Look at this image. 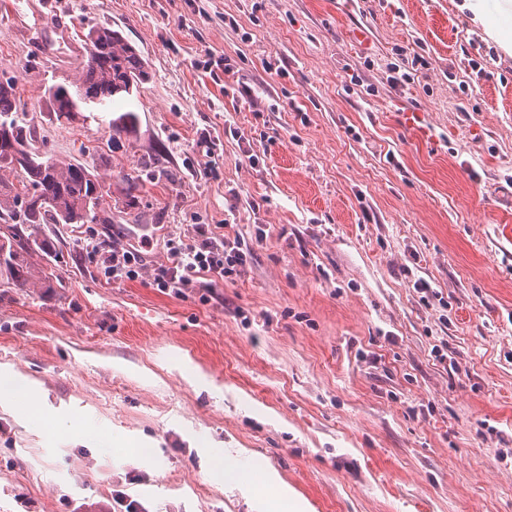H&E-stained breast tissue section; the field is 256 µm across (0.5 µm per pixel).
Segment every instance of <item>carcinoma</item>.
Segmentation results:
<instances>
[{
	"mask_svg": "<svg viewBox=\"0 0 512 512\" xmlns=\"http://www.w3.org/2000/svg\"><path fill=\"white\" fill-rule=\"evenodd\" d=\"M87 50L81 70L69 82L82 95L67 101L60 93L45 89V96L57 120H72L85 110L108 108L128 101L148 74L141 53L118 30L94 26L88 30ZM16 130L14 139L29 143L30 157L17 165L11 147L0 143V171L13 180L0 178V227L9 234L0 238V284L9 288L57 287V276L48 262L35 264L32 256L52 255V243L46 238L49 224L112 223L102 216L104 188L94 169L79 160L59 161L49 154L40 140L33 121L17 109L15 79H0V122ZM137 115L125 110L108 124L107 146L118 144L134 132Z\"/></svg>",
	"mask_w": 512,
	"mask_h": 512,
	"instance_id": "carcinoma-1",
	"label": "carcinoma"
}]
</instances>
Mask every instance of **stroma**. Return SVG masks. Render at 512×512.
I'll return each mask as SVG.
<instances>
[{"instance_id":"obj_1","label":"stroma","mask_w":512,"mask_h":512,"mask_svg":"<svg viewBox=\"0 0 512 512\" xmlns=\"http://www.w3.org/2000/svg\"><path fill=\"white\" fill-rule=\"evenodd\" d=\"M102 23L148 78L96 230H157L108 284L61 227L60 287L0 296V512H293L282 482L308 512H512V49L470 0H0V78L59 160L109 138V112L60 122L44 95ZM231 208L267 235L245 276L206 305L153 288L167 239ZM218 455L271 480L218 481Z\"/></svg>"}]
</instances>
